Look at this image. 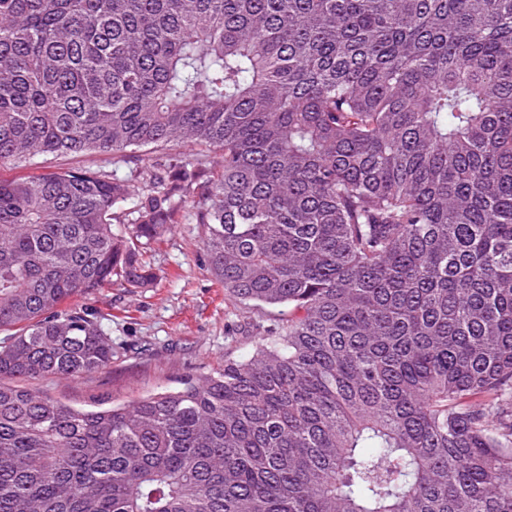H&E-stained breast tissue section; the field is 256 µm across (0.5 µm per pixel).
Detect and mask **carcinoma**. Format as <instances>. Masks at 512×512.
I'll return each instance as SVG.
<instances>
[{"label":"carcinoma","mask_w":512,"mask_h":512,"mask_svg":"<svg viewBox=\"0 0 512 512\" xmlns=\"http://www.w3.org/2000/svg\"><path fill=\"white\" fill-rule=\"evenodd\" d=\"M0 512H512V0H0ZM224 368L84 410L117 280L187 208ZM127 222L118 234L113 225ZM119 156L120 154H117L112 159V154L82 153L58 156L38 165L2 164L0 165V181L22 180L54 171L106 168L117 169L120 176L129 178L132 180V184L139 186L143 177L140 173L141 163H124L119 161Z\"/></svg>","instance_id":"cac0c4a2"}]
</instances>
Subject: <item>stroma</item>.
Returning a JSON list of instances; mask_svg holds the SVG:
<instances>
[{"instance_id": "stroma-1", "label": "stroma", "mask_w": 512, "mask_h": 512, "mask_svg": "<svg viewBox=\"0 0 512 512\" xmlns=\"http://www.w3.org/2000/svg\"><path fill=\"white\" fill-rule=\"evenodd\" d=\"M106 168L141 184V167L104 154L56 157L38 165H0L10 182L63 170ZM204 225L186 214L141 256L153 275L144 288L112 283L74 296L62 311L107 315L112 364L87 376L33 381L34 389L73 407L119 405L166 389L183 379L223 368L225 357L246 354L254 336L281 320L279 309L254 307L231 297L209 271Z\"/></svg>"}]
</instances>
